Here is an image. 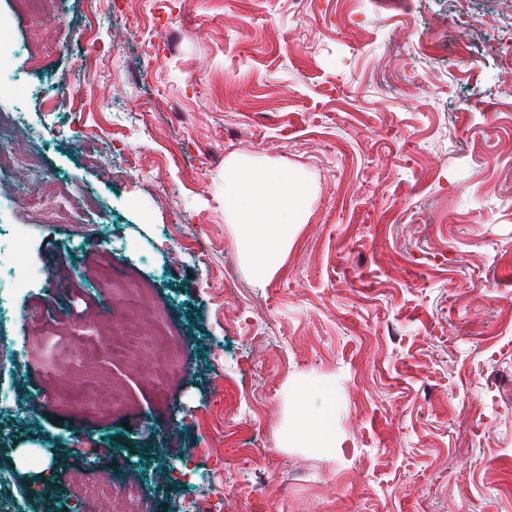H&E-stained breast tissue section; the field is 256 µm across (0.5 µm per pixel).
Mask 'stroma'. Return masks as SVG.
Listing matches in <instances>:
<instances>
[{
    "mask_svg": "<svg viewBox=\"0 0 512 512\" xmlns=\"http://www.w3.org/2000/svg\"><path fill=\"white\" fill-rule=\"evenodd\" d=\"M0 34V123L41 167L0 168L38 273L0 326L19 512H101L75 472L146 512H512V0H0ZM234 163L310 188L262 282ZM107 258L146 291L90 280ZM106 310L178 366L113 354ZM308 384L335 447L288 444Z\"/></svg>",
    "mask_w": 512,
    "mask_h": 512,
    "instance_id": "obj_1",
    "label": "stroma"
}]
</instances>
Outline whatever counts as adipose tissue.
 <instances>
[{
    "label": "adipose tissue",
    "instance_id": "ef3b65f1",
    "mask_svg": "<svg viewBox=\"0 0 512 512\" xmlns=\"http://www.w3.org/2000/svg\"><path fill=\"white\" fill-rule=\"evenodd\" d=\"M308 204L307 187L295 172L259 170L246 164L225 170L224 206L242 218L245 238L255 247L251 262L257 279H265L274 271ZM320 393L325 407L310 409L301 404L296 408L291 439L297 447L335 445V418L330 405L336 399V389L326 386Z\"/></svg>",
    "mask_w": 512,
    "mask_h": 512
}]
</instances>
